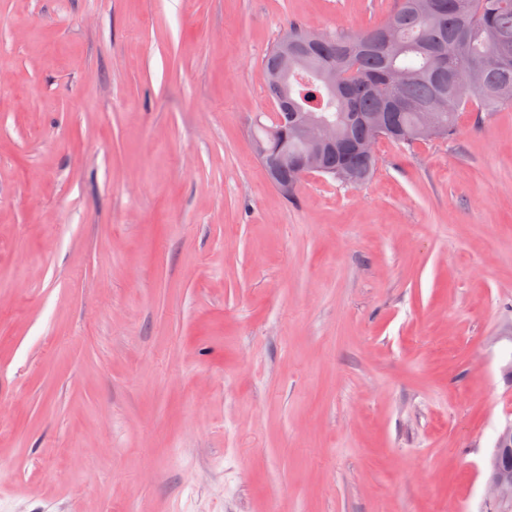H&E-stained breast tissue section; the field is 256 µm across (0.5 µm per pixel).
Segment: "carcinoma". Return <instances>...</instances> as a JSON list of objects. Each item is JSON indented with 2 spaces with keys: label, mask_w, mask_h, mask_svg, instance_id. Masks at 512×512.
<instances>
[{
  "label": "carcinoma",
  "mask_w": 512,
  "mask_h": 512,
  "mask_svg": "<svg viewBox=\"0 0 512 512\" xmlns=\"http://www.w3.org/2000/svg\"><path fill=\"white\" fill-rule=\"evenodd\" d=\"M280 42L267 54L263 70L282 69ZM512 0H445L443 10L421 11L416 0H396L387 18L355 38L288 30V109L327 113L340 139L358 142L373 125L397 146L420 141L424 117L433 113L447 136L457 131L460 111L512 107ZM486 70L483 86L458 88L455 74L471 67ZM253 136L288 154L280 172L284 182H300L301 143L278 133L275 124L256 125ZM326 175L350 186L363 184L377 159L355 152L340 161L336 151L322 154Z\"/></svg>",
  "instance_id": "cac0c4a2"
}]
</instances>
